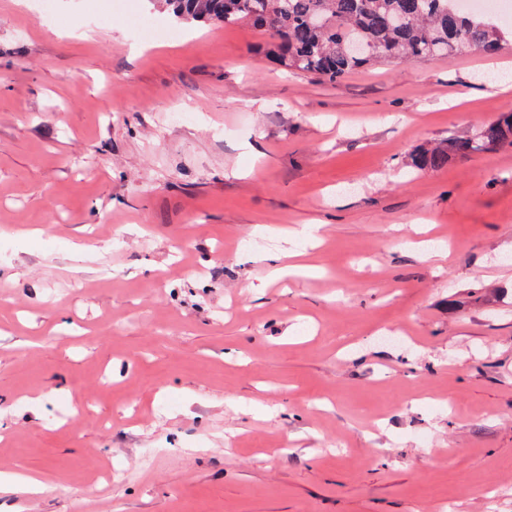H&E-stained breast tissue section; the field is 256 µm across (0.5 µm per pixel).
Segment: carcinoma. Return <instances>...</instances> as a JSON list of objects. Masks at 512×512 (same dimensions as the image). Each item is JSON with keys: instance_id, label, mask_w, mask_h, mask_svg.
I'll use <instances>...</instances> for the list:
<instances>
[{"instance_id": "obj_1", "label": "carcinoma", "mask_w": 512, "mask_h": 512, "mask_svg": "<svg viewBox=\"0 0 512 512\" xmlns=\"http://www.w3.org/2000/svg\"><path fill=\"white\" fill-rule=\"evenodd\" d=\"M180 22L248 25L270 37L268 54L291 68L338 82L378 62L412 63L478 52L493 56L512 42L488 18L450 7V0H163ZM512 147V113L472 136L450 137L412 158L418 171L451 156Z\"/></svg>"}]
</instances>
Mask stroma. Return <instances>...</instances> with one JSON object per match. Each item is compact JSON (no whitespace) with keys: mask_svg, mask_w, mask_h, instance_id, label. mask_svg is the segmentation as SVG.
<instances>
[{"mask_svg":"<svg viewBox=\"0 0 512 512\" xmlns=\"http://www.w3.org/2000/svg\"><path fill=\"white\" fill-rule=\"evenodd\" d=\"M52 3L0 0V512H512V148L410 166L512 49L330 83ZM4 487H19L27 493L40 492L45 483L42 479L20 472H10L0 474V486Z\"/></svg>","mask_w":512,"mask_h":512,"instance_id":"stroma-1","label":"stroma"}]
</instances>
